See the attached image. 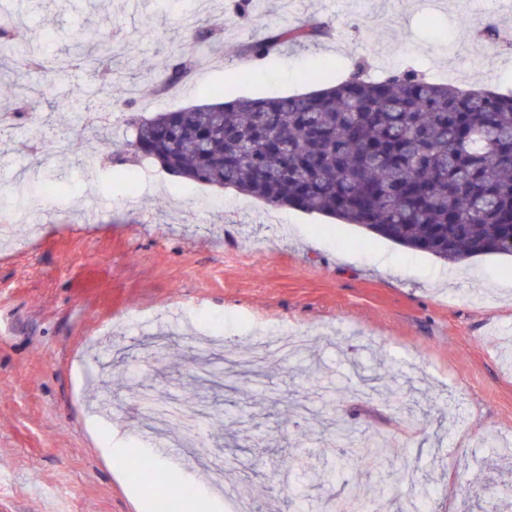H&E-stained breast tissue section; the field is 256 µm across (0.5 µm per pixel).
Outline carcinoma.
Returning <instances> with one entry per match:
<instances>
[{
  "label": "carcinoma",
  "instance_id": "cac0c4a2",
  "mask_svg": "<svg viewBox=\"0 0 512 512\" xmlns=\"http://www.w3.org/2000/svg\"><path fill=\"white\" fill-rule=\"evenodd\" d=\"M16 24L0 22L3 54L28 57ZM223 21L193 27L190 43L172 49L158 93L190 80L189 48L219 44ZM327 23L273 29L245 43L242 55L265 57L285 46L304 47L331 36ZM114 44L82 61L98 69L93 111L129 108L126 150L113 165L150 162L187 180L234 188L271 207L297 208L352 224L446 262L483 255L512 256V95L462 90L414 68L372 80L365 62L342 81L280 98L238 97L145 115L133 109L124 83L112 78ZM17 124L38 119L33 99L16 96ZM346 420L325 478L334 482L353 460H378L384 442L353 439ZM139 480L161 486L170 503L181 488L152 465Z\"/></svg>",
  "mask_w": 512,
  "mask_h": 512
}]
</instances>
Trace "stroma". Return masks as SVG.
<instances>
[{
	"label": "stroma",
	"instance_id": "1",
	"mask_svg": "<svg viewBox=\"0 0 512 512\" xmlns=\"http://www.w3.org/2000/svg\"><path fill=\"white\" fill-rule=\"evenodd\" d=\"M232 0H0L22 18L43 68L12 62L0 81L34 89L40 123L0 131V512H138L116 474L110 433L147 437L144 389L191 418L193 484L220 481L258 512H318L359 498L373 512H512V258L443 262L357 226L274 209L230 189L136 166L103 168L94 129L58 105L87 104L88 72L62 58L112 37V68L135 106L164 112L235 97L309 92L313 73L346 78L412 67L468 88L512 92V10L498 0H260V25ZM224 20V59L184 92L156 94L169 50L196 20ZM320 18L331 38L250 66L238 50L269 28ZM494 21L489 47L471 29ZM82 138L81 153L68 150ZM299 330L296 357L265 339ZM391 368L393 395L356 384L352 362ZM321 387L313 389L310 371ZM377 432L391 452L342 483L293 478L282 457L322 471L333 439L319 413ZM434 487L424 494L423 483Z\"/></svg>",
	"mask_w": 512,
	"mask_h": 512
}]
</instances>
